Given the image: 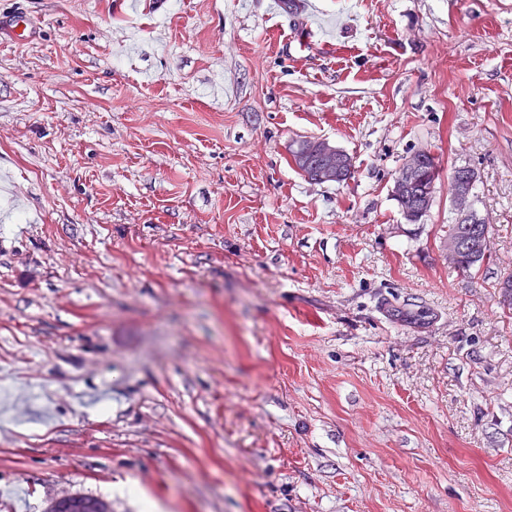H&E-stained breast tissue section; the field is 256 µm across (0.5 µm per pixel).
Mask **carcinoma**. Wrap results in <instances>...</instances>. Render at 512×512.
Here are the masks:
<instances>
[{
	"instance_id": "1",
	"label": "carcinoma",
	"mask_w": 512,
	"mask_h": 512,
	"mask_svg": "<svg viewBox=\"0 0 512 512\" xmlns=\"http://www.w3.org/2000/svg\"><path fill=\"white\" fill-rule=\"evenodd\" d=\"M291 150V162L310 182L322 184L315 168L307 161L314 153L322 150L323 143L316 138L298 140ZM425 158V162L411 174L413 189L407 190L408 200L394 196L404 218L410 224H418L431 207L434 186L439 178V162L435 155L426 149L415 153L414 158ZM443 250L448 252V263L454 268L467 272L484 265L492 256L490 227L478 217L472 224H450L443 239Z\"/></svg>"
}]
</instances>
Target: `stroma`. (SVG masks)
<instances>
[{"mask_svg": "<svg viewBox=\"0 0 512 512\" xmlns=\"http://www.w3.org/2000/svg\"><path fill=\"white\" fill-rule=\"evenodd\" d=\"M7 8L40 38L0 41V395L51 417L0 425V512H512V0ZM306 137L353 177L307 181ZM294 145H297L295 149L291 150V162L294 164V166L301 172V174L310 182H313L315 184H326V183H344L347 180L351 179L354 174V165L352 161V157L347 154L344 150L335 151L333 154L339 156L344 162H347L348 165H346V176L341 182H336V180H339L341 175V167L339 163L335 162L332 159V147H330L328 144L327 149L324 154L328 157L327 161L325 162V165L322 168V174L328 178L333 179L334 181H324L320 178H318V175L315 171V168L312 165H308L307 161L310 157L314 155V153L319 152L322 150L323 143L318 142V138H309V139H303L298 140L294 143ZM293 145V146H294ZM336 179V180H335ZM428 154H430V157ZM420 157L425 158V162L421 166L418 167L417 160L410 163V168L408 163H406L399 169L394 178L395 181V179L403 175L408 168L409 172L412 171L411 180L413 182V190L409 188L406 189L410 196L408 200H403L392 191L393 197L397 201L404 218L410 224L420 223L422 218L429 211L435 183L439 178V162L435 155H433L430 150L422 149L415 153L413 159H419ZM433 180L434 185H431ZM476 224H449L443 239V250L448 252V263L459 271L480 268L492 256L489 224L469 212ZM45 512H112L111 505L104 499L88 502L76 494H69L52 500Z\"/></svg>", "mask_w": 512, "mask_h": 512, "instance_id": "stroma-1", "label": "stroma"}]
</instances>
